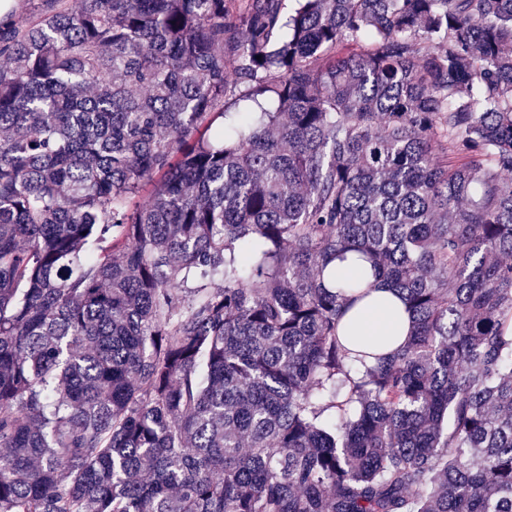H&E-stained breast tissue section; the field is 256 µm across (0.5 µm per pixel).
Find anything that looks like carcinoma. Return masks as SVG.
<instances>
[{"instance_id":"carcinoma-1","label":"carcinoma","mask_w":512,"mask_h":512,"mask_svg":"<svg viewBox=\"0 0 512 512\" xmlns=\"http://www.w3.org/2000/svg\"><path fill=\"white\" fill-rule=\"evenodd\" d=\"M22 2L0 512H512V0ZM346 331L365 329L370 331L376 327L383 334L390 336L389 343L383 352L387 353L405 341L410 331V323L404 311V305L388 288L373 293L370 304L365 309L355 308L345 317Z\"/></svg>"}]
</instances>
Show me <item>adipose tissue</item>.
Here are the masks:
<instances>
[{"label": "adipose tissue", "instance_id": "ef3b65f1", "mask_svg": "<svg viewBox=\"0 0 512 512\" xmlns=\"http://www.w3.org/2000/svg\"><path fill=\"white\" fill-rule=\"evenodd\" d=\"M345 327L350 331L378 329L389 336V345L393 348L403 343L410 331L402 302L386 288L375 291L365 309L351 310L346 316Z\"/></svg>", "mask_w": 512, "mask_h": 512}]
</instances>
